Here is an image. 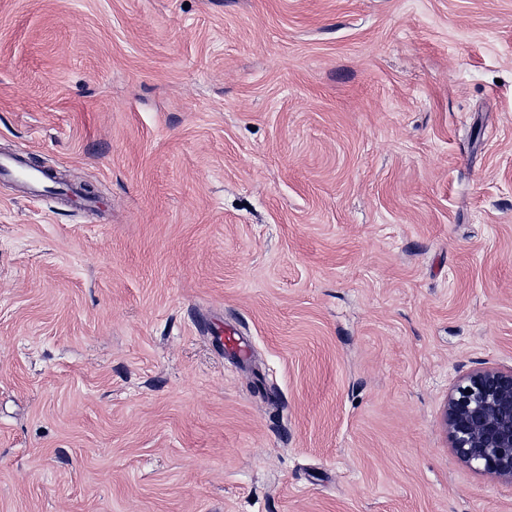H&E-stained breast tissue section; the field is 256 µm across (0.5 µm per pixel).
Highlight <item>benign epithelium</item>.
<instances>
[{
    "mask_svg": "<svg viewBox=\"0 0 512 512\" xmlns=\"http://www.w3.org/2000/svg\"><path fill=\"white\" fill-rule=\"evenodd\" d=\"M445 423L455 454L474 470L512 482V369H481L448 398Z\"/></svg>",
    "mask_w": 512,
    "mask_h": 512,
    "instance_id": "1",
    "label": "benign epithelium"
}]
</instances>
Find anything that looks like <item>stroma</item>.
Here are the masks:
<instances>
[{"label":"stroma","mask_w":512,"mask_h":512,"mask_svg":"<svg viewBox=\"0 0 512 512\" xmlns=\"http://www.w3.org/2000/svg\"><path fill=\"white\" fill-rule=\"evenodd\" d=\"M6 153L0 512H512V0H0ZM20 154L11 157L0 156V174L14 177L25 183L31 192H40L45 189L42 174L32 168L23 165ZM445 423L461 460L480 473L512 482V369L471 373L449 396Z\"/></svg>","instance_id":"35a3bbf8"}]
</instances>
